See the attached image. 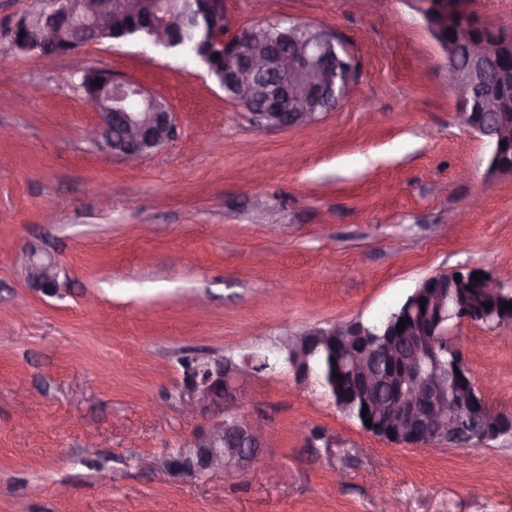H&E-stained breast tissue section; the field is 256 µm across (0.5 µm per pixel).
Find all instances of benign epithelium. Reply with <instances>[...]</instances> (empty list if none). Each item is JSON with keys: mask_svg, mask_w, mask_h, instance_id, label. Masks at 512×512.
Segmentation results:
<instances>
[{"mask_svg": "<svg viewBox=\"0 0 512 512\" xmlns=\"http://www.w3.org/2000/svg\"><path fill=\"white\" fill-rule=\"evenodd\" d=\"M210 25L211 42L223 60L220 87L230 92L251 91L260 80L275 74L280 81L268 96L270 106L251 113L259 132L272 129L306 128L318 115L336 109L352 83L356 63L349 73H336V56L346 51L342 40L326 25L287 22L263 38L251 37L250 29L231 31L224 0H198ZM430 15L448 22V15L477 16L472 27H461L445 43L448 52V84L458 100V117L473 125L470 106L483 112L507 111L512 105V69L497 62L512 57V29L494 27L478 17L475 0H427ZM126 18L142 19L151 43L160 48L168 42V20L155 17V0H42L34 14H25L9 28L10 47L38 57H63L82 74L81 87L90 97L98 119L87 131L88 138L136 164L160 149L177 131L175 113L160 97L140 84L107 69H87L84 48L110 38L114 24ZM100 84H94V81ZM477 132L498 153L509 135V121L493 126L476 125ZM482 279L490 297L508 295L488 271ZM29 288L54 295L58 291V263L52 257L29 253L26 266ZM426 294L427 304L438 323L453 317L456 322L491 324L497 311L460 313L448 311V293H425L420 286L413 296ZM408 320L402 333L391 334L396 323ZM448 331L429 325L420 327L411 312L390 313L364 323H335L314 328L301 336H286L277 353L301 378L310 377V360L328 339L350 340L343 351L352 381L364 398L379 406L378 418L366 431L390 429L413 439L419 447L445 441L460 447H481L503 437H512V419L492 408L465 413L472 404V375L461 356L459 373L445 371L438 354ZM397 359L394 370L378 375L373 368L385 356ZM270 366L268 356L191 357L183 366L185 393L202 405V421L188 448L166 458L162 466L176 474L203 477L210 472L244 471L264 448L268 433L241 412L242 390L254 373Z\"/></svg>", "mask_w": 512, "mask_h": 512, "instance_id": "benign-epithelium-1", "label": "benign epithelium"}]
</instances>
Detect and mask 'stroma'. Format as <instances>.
<instances>
[{"instance_id":"35a3bbf8","label":"stroma","mask_w":512,"mask_h":512,"mask_svg":"<svg viewBox=\"0 0 512 512\" xmlns=\"http://www.w3.org/2000/svg\"><path fill=\"white\" fill-rule=\"evenodd\" d=\"M41 0H0V512H512V438L404 447L285 365L245 384L273 438L243 472L159 465L201 408L189 354L275 355L282 337L397 307L480 267L512 289V172L456 119L448 58L416 0H227L234 28L327 25L357 74L314 129L256 132L199 63L139 43L89 47L163 97L177 134L130 165L70 63L10 48ZM50 253L60 293L27 285ZM473 383L512 415V329L450 332Z\"/></svg>"}]
</instances>
